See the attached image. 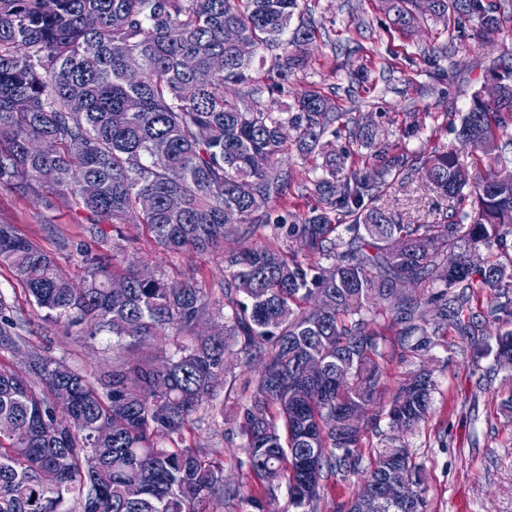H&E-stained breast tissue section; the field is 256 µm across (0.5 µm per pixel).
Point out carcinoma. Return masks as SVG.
Masks as SVG:
<instances>
[{
	"mask_svg": "<svg viewBox=\"0 0 512 512\" xmlns=\"http://www.w3.org/2000/svg\"><path fill=\"white\" fill-rule=\"evenodd\" d=\"M385 3L401 28L452 17L451 41L471 22L489 36L507 20L494 0ZM301 14L300 0H0V186L71 197L91 223L140 224L168 251L206 252L258 224L271 231L224 253L215 300L195 280L118 272L83 248L77 288L48 252L0 224V265L24 282L43 320L81 325L117 351L112 369L93 379L38 353L22 370L0 363V512H208L216 499H240V487L224 484V464L184 444L223 381L231 341L262 364L240 423L258 481L245 498L251 512H267L280 481L293 508L316 512L328 481L363 471L347 507L354 512L394 469L410 486L385 512H427L420 465L401 438L429 415L430 372L394 391V436L363 455L382 418L369 414L381 341L396 326L399 342L419 351L450 327L473 334L479 318L512 325V183L497 182L512 165V77L497 75L492 102L476 91L461 117L458 142L486 169L471 186L456 146L390 154L372 124L316 90H300L286 110L267 108L264 94L284 92L312 61L317 27ZM229 27L251 55L224 41ZM273 49L281 53L268 66ZM265 67L270 82L255 84ZM342 138L367 150L363 168L352 169L356 155L337 145ZM42 139L53 153L30 148ZM293 150L312 174L304 188L316 206L287 224L275 211L294 183L283 166ZM417 181L448 200L438 222L414 224L376 205L389 186ZM142 197L154 209L139 210ZM228 211L237 223L225 222ZM282 238L300 242L308 259L283 251ZM477 288L494 292L479 313ZM6 311L0 298V346L11 348L23 321ZM215 317L224 322L195 335ZM131 320L137 336L125 332ZM182 333L192 341L170 356H130ZM495 356L512 364V328L498 333ZM309 359L326 365L320 377L304 373ZM131 482L140 486L134 498Z\"/></svg>",
	"mask_w": 512,
	"mask_h": 512,
	"instance_id": "carcinoma-1",
	"label": "carcinoma"
}]
</instances>
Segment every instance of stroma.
I'll return each instance as SVG.
<instances>
[{
    "label": "stroma",
    "mask_w": 512,
    "mask_h": 512,
    "mask_svg": "<svg viewBox=\"0 0 512 512\" xmlns=\"http://www.w3.org/2000/svg\"><path fill=\"white\" fill-rule=\"evenodd\" d=\"M306 17L320 35L312 62L288 82V93L270 97L273 108L291 103L300 88L332 96L338 111L364 117L379 139L394 148L443 147L456 141L455 128L471 97L492 68L512 65V20L486 40L473 33L449 43L447 24L430 19L420 27L392 26L383 0H302ZM380 203L408 214L418 224L434 222L448 205L432 189H387ZM0 224L51 253L73 282H81L86 247L116 254L119 264H135L169 282L197 278L210 288L224 279V250L174 254L157 247L142 228L90 224L71 200L21 194L0 186ZM0 296L13 316L22 318L27 342L20 350L0 348V362L22 367V356L48 352L94 376L112 365V347L104 336L88 338L80 328L46 324L25 285L0 266ZM497 324L487 323L472 336L456 332L436 337L426 350L410 352L386 334L385 390L374 396L372 410H384L390 392L419 369L435 383L428 419L406 438L420 464L428 512H512V418L503 403L512 397V367L480 356ZM258 368L246 364L237 346L224 356V382L213 408L198 413L186 431L187 445L224 462V480L247 485L248 458L240 433L242 407L248 404Z\"/></svg>",
    "instance_id": "obj_1"
}]
</instances>
